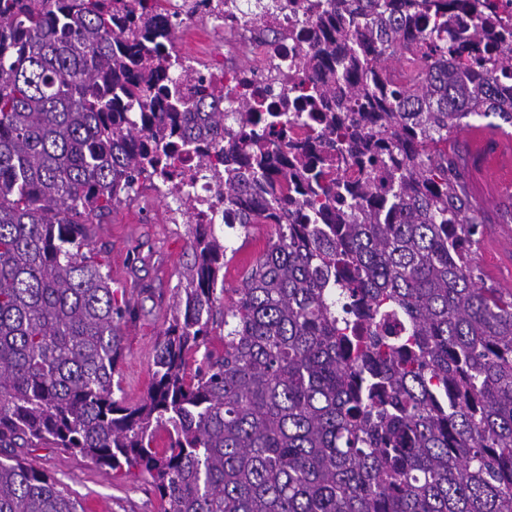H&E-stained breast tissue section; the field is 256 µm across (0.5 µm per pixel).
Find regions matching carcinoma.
Here are the masks:
<instances>
[{"instance_id":"cac0c4a2","label":"carcinoma","mask_w":512,"mask_h":512,"mask_svg":"<svg viewBox=\"0 0 512 512\" xmlns=\"http://www.w3.org/2000/svg\"><path fill=\"white\" fill-rule=\"evenodd\" d=\"M338 2L310 5L306 46L273 67L312 112L347 99L315 137L345 149L321 157L288 141V111L191 76L153 0H0V447L136 469L164 512H512V290L483 282L482 217L448 155L469 116L512 124V19L489 0H367L359 26ZM179 146L232 221L276 240L220 310L227 247L196 225L129 404L115 375L135 309L86 225L146 181L182 194ZM351 160L361 182H324ZM79 509L0 460V512Z\"/></svg>"}]
</instances>
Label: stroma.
<instances>
[{"label": "stroma", "mask_w": 512, "mask_h": 512, "mask_svg": "<svg viewBox=\"0 0 512 512\" xmlns=\"http://www.w3.org/2000/svg\"><path fill=\"white\" fill-rule=\"evenodd\" d=\"M215 231L237 248L224 270V286L239 287L243 269L264 249L272 228L255 224L228 231L219 225ZM193 233L186 216L170 212L166 197L151 188L122 204L111 221L92 227L91 246L108 263L113 288L136 307L135 317L122 325L118 365L128 402L140 401L149 388L155 346L175 312L178 272L189 258ZM18 454L67 489L84 512H163L150 479L138 471L117 473L45 444Z\"/></svg>", "instance_id": "obj_1"}]
</instances>
